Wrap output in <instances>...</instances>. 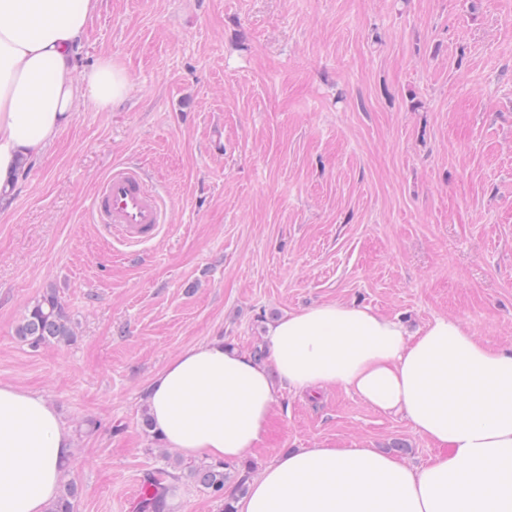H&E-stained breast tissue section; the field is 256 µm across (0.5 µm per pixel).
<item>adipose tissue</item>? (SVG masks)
I'll return each mask as SVG.
<instances>
[{
  "instance_id": "1",
  "label": "adipose tissue",
  "mask_w": 512,
  "mask_h": 512,
  "mask_svg": "<svg viewBox=\"0 0 512 512\" xmlns=\"http://www.w3.org/2000/svg\"><path fill=\"white\" fill-rule=\"evenodd\" d=\"M98 0H0V205L80 104L107 110L132 90L111 57L77 72ZM269 363L212 340L171 359L144 391L164 445L235 462L268 432L278 383L336 388L406 418L437 453L414 467L366 441L279 455L238 512H512V345L458 319L417 332L367 306L292 311L268 331ZM75 441L44 395L0 383V512H49Z\"/></svg>"
}]
</instances>
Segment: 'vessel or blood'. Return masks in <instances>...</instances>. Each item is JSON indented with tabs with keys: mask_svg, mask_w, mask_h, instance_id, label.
<instances>
[{
	"mask_svg": "<svg viewBox=\"0 0 512 512\" xmlns=\"http://www.w3.org/2000/svg\"><path fill=\"white\" fill-rule=\"evenodd\" d=\"M167 207L141 169L118 164L99 183L90 218L103 232L128 246L149 242L161 233Z\"/></svg>",
	"mask_w": 512,
	"mask_h": 512,
	"instance_id": "obj_1",
	"label": "vessel or blood"
}]
</instances>
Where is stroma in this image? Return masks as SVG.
I'll list each match as a JSON object with an SVG mask.
<instances>
[{"label": "stroma", "instance_id": "35a3bbf8", "mask_svg": "<svg viewBox=\"0 0 512 512\" xmlns=\"http://www.w3.org/2000/svg\"><path fill=\"white\" fill-rule=\"evenodd\" d=\"M104 56L131 97L74 113L0 210V383L71 426L76 512H135L160 468L170 512H220L141 426L198 343L247 353L265 318L339 301L512 344V0H100L77 67ZM122 163L169 211L132 254L89 218ZM49 288L77 336L34 350L15 330ZM347 439L435 453L353 393L284 389L246 458Z\"/></svg>", "mask_w": 512, "mask_h": 512}]
</instances>
